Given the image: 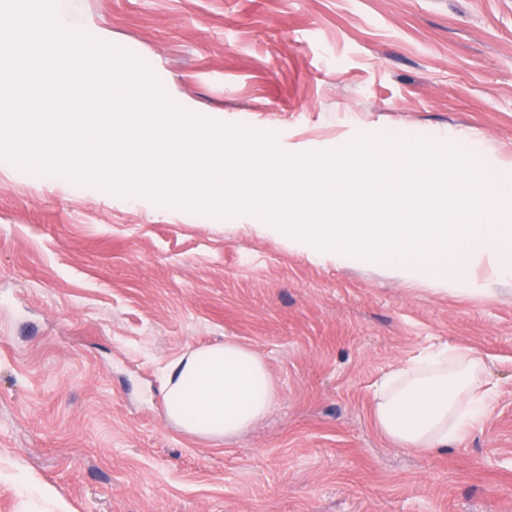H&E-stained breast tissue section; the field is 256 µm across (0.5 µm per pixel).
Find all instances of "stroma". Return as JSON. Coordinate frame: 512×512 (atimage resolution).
I'll list each match as a JSON object with an SVG mask.
<instances>
[{"instance_id":"obj_1","label":"stroma","mask_w":512,"mask_h":512,"mask_svg":"<svg viewBox=\"0 0 512 512\" xmlns=\"http://www.w3.org/2000/svg\"><path fill=\"white\" fill-rule=\"evenodd\" d=\"M182 109L298 155L361 136L467 152L512 197V0H55ZM384 260H314L214 217L0 158V512H512V280L484 298ZM233 339L270 413L212 441L166 418L163 370ZM470 350L495 387L464 439L400 448L372 386Z\"/></svg>"}]
</instances>
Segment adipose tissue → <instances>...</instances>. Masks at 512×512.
<instances>
[{"label":"adipose tissue","mask_w":512,"mask_h":512,"mask_svg":"<svg viewBox=\"0 0 512 512\" xmlns=\"http://www.w3.org/2000/svg\"><path fill=\"white\" fill-rule=\"evenodd\" d=\"M480 360L456 349L425 354L379 379L373 389L378 430L401 448L430 450L461 440L487 410L490 383H477ZM167 419L210 440L241 435L266 416L275 387L265 362L228 339L171 361L165 368Z\"/></svg>","instance_id":"adipose-tissue-1"}]
</instances>
